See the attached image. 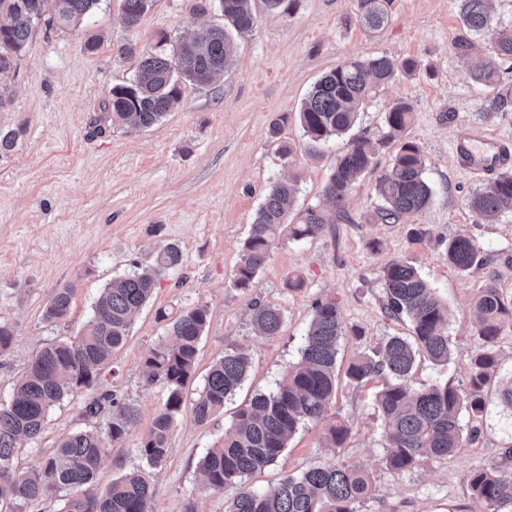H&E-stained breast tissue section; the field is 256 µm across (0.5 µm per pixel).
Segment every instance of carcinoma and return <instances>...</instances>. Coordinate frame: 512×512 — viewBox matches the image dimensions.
<instances>
[{"label": "carcinoma", "instance_id": "carcinoma-1", "mask_svg": "<svg viewBox=\"0 0 512 512\" xmlns=\"http://www.w3.org/2000/svg\"><path fill=\"white\" fill-rule=\"evenodd\" d=\"M99 0H0V75L17 66L33 27L40 21L65 26L80 22ZM224 25L201 29L163 50L142 54L133 80L112 87L108 95L110 120L131 128H146L175 110L182 86L206 85L224 73L233 61L235 45L231 32L250 31L256 21L253 0H216ZM385 0H359V21L377 31L387 23ZM152 6V0H123L126 28H136ZM459 19L470 34L482 36L491 30L493 16L489 0H458ZM48 18H43L45 13ZM492 61L472 70L473 80L486 87L498 83L497 58H512V33H497L491 46ZM414 59L387 56L352 59L336 66L318 80L299 112L303 137L311 147L327 145L347 135L355 126L364 101L389 83L398 73L412 74ZM412 106L397 101L385 113L386 139L397 142L391 168L376 181L381 200L377 219L395 224L404 215L423 209L432 196L425 178L426 164L420 148L405 138ZM384 146L364 137H353L336 162L323 194L336 207L337 218H345L342 207L356 178L370 169ZM296 187L288 181L272 183L250 225L234 286L250 288L258 271L270 256L283 231L289 238H315L330 223L318 205L303 211L296 224L287 220L286 205ZM505 204H512V173L504 172L483 191L468 200V207L485 223L494 222ZM448 262L461 272L483 266L484 250L469 235H457L446 245ZM182 252L175 244L164 246L154 266L112 280L101 293L84 332L72 341L45 347L14 385L12 400L0 405V507L23 512L50 489L67 492L61 512H150L151 485L142 469L125 473L112 481L102 494L93 489L105 445L91 431L74 433L62 440L43 460L40 469L21 471L13 463L21 441L35 439L43 431L50 409L76 389H91L114 357L124 348L133 313L151 297L157 276L179 266ZM386 292V310L405 317L413 339L392 336L382 345L358 353L351 360L347 377L357 383L382 381L375 408L382 420L383 434L392 451L390 468L402 471L422 457H445L473 441L476 428L462 424L480 418L485 401L480 390L490 378L497 359L493 346L501 318L512 315V302L490 284L478 295L474 308L479 335L485 349L471 362L468 393L450 383L414 389L408 384L417 357L425 355L436 365L451 356L448 320L444 305L434 289L413 265L392 260L380 271ZM72 291L59 289L44 311V319L57 322L70 308ZM256 334L274 336L283 323L282 311L259 304L251 315ZM208 310L196 307L184 312L171 327V341L150 351L145 360L149 385L161 380L168 388L163 409L155 416L139 455L148 466L158 467L167 458L169 436L183 404V388L195 369L198 343L207 324ZM346 335L335 302L318 301L305 334L301 358L270 394H258L239 409L224 439L208 449L199 467L207 489L218 491L275 463L283 454L288 438L308 421H318L330 408L336 391L338 344ZM251 359L237 349H227L211 366L203 390L193 403L197 421L205 424L224 412V403L244 383ZM115 407L110 436L116 442L136 417V410L119 405L110 392L94 397L85 413L97 415L105 405ZM349 429L339 420L328 430L333 446L343 444ZM474 494L487 512L512 507V477L496 467L468 474ZM372 492V482L358 466L312 467L288 475L265 490H246L236 495L225 512H357V504Z\"/></svg>", "mask_w": 512, "mask_h": 512}]
</instances>
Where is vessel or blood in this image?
<instances>
[{
    "instance_id": "b4317fda",
    "label": "vessel or blood",
    "mask_w": 512,
    "mask_h": 512,
    "mask_svg": "<svg viewBox=\"0 0 512 512\" xmlns=\"http://www.w3.org/2000/svg\"><path fill=\"white\" fill-rule=\"evenodd\" d=\"M454 158L458 167L473 177L489 180L512 168V144L465 128L456 137Z\"/></svg>"
}]
</instances>
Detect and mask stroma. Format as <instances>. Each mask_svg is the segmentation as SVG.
I'll return each instance as SVG.
<instances>
[{
	"label": "stroma",
	"instance_id": "35a3bbf8",
	"mask_svg": "<svg viewBox=\"0 0 512 512\" xmlns=\"http://www.w3.org/2000/svg\"><path fill=\"white\" fill-rule=\"evenodd\" d=\"M256 23L237 40L234 64L210 84H187L178 108L140 130L114 126L104 105L113 86L129 82L140 55L161 37H187L223 24L217 9L194 12L191 0H153L136 29L123 23L122 0H100L92 14L67 27H34L15 72L7 77L13 95L0 105V130L19 134L16 147L0 153V323L14 332L0 354V404L12 396L14 380L45 346L73 339L90 320L95 302L113 278L148 267L156 251L178 245L183 261L160 274L152 297L131 322L125 348L100 389L133 406L135 421L107 445L96 477L105 490L122 473L142 466L139 448L167 398L163 382L146 385L144 361L152 348L169 341L170 324L185 311L207 308L196 368L169 441L168 456L151 476V512H183L195 500L198 512H225L242 489H265L285 475L313 466L359 465L375 490L358 512H486L468 482L470 471L501 466L512 446V410L498 389L512 380V319L504 318L495 351L497 367L481 394L486 409L476 422L477 439L447 457H425L403 471L388 467L389 448L373 405L379 381H337L332 414L350 428L347 441L328 447L325 422H309L288 440L273 465L220 491L206 489L198 467L208 448L223 438L235 412L258 394L275 390L297 362L315 302L335 301L347 331L338 345L337 368L346 369L358 352L392 336H410L408 321L384 309L381 267L391 260L416 266L448 310L451 356L438 366L419 357L410 383L424 388L451 383L468 389L471 361L484 347L474 316L481 288L494 283L512 298V205L492 224L481 222L467 200L484 182L459 169L452 155L458 125L512 141V109L502 112L497 90H512V60L498 61L500 89L470 78L472 61L485 57L489 36L476 37L468 58L453 42L461 33L457 0H391L385 27L369 32L358 22V0H291L268 11L255 0ZM134 44L135 54L118 47ZM386 55L412 58L419 68L395 77L366 101L351 136L380 142L370 171L346 196V219L327 225L316 238L281 239L259 271L254 287L232 284L249 228L269 186L292 180L296 193L288 209L297 222L305 208L322 203L323 188L351 136L333 140L321 153L309 151L298 123L300 107L313 85L352 58ZM399 100L413 117L405 135L425 159L433 196L423 210L396 224L378 221L377 178L388 170L394 145H383L385 113ZM279 135H271L273 123ZM290 146L283 157L281 146ZM427 229L414 239L411 229ZM475 238L485 266L452 268L443 240ZM300 276L302 288L286 286ZM73 290L70 312L57 323L44 310L56 291ZM283 313L278 335L253 332L254 305ZM358 328L362 337L351 336ZM246 349L252 367L240 389L210 424H198L194 400L211 365L229 346ZM93 394L77 390L55 405L43 433L23 443L15 463L24 471L41 461L64 437L92 431L107 436L111 410L84 415Z\"/></svg>",
	"mask_w": 512,
	"mask_h": 512
}]
</instances>
